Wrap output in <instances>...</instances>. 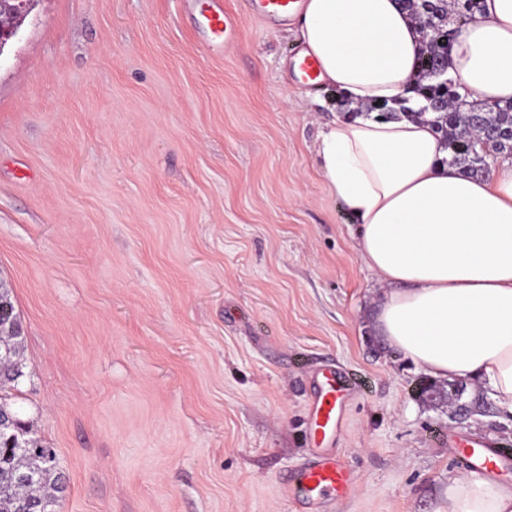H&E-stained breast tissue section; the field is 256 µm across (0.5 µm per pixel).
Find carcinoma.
Masks as SVG:
<instances>
[{
	"label": "carcinoma",
	"mask_w": 512,
	"mask_h": 512,
	"mask_svg": "<svg viewBox=\"0 0 512 512\" xmlns=\"http://www.w3.org/2000/svg\"><path fill=\"white\" fill-rule=\"evenodd\" d=\"M414 23L434 16L437 27L420 35L413 93L422 102L439 101L442 111L433 120L448 148V161L473 176L485 173L486 158L497 154L512 155V101L483 109L480 103L465 106L456 93L441 84L436 70L448 66V55L457 27L452 18L471 21L480 11L481 0H399ZM386 104L368 105L366 112H378L386 118L399 113L415 119L427 115L423 109ZM22 327L17 316H0V391L18 386L23 372ZM12 414L13 421L0 426V512H42V506L59 505L63 488L54 449L43 444L30 422L22 419L0 396V408Z\"/></svg>",
	"instance_id": "obj_1"
}]
</instances>
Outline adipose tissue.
I'll return each instance as SVG.
<instances>
[{
  "mask_svg": "<svg viewBox=\"0 0 512 512\" xmlns=\"http://www.w3.org/2000/svg\"><path fill=\"white\" fill-rule=\"evenodd\" d=\"M297 25L321 81L352 103L408 95L419 36L400 0H304ZM450 58L462 98L512 99V0H483ZM447 155L431 122L405 118L336 117L320 149L379 283L381 336L434 377L479 382L512 416V159L476 178ZM437 512H512V487L453 477Z\"/></svg>",
  "mask_w": 512,
  "mask_h": 512,
  "instance_id": "ef3b65f1",
  "label": "adipose tissue"
}]
</instances>
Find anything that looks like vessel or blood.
<instances>
[{
    "label": "vessel or blood",
    "mask_w": 512,
    "mask_h": 512,
    "mask_svg": "<svg viewBox=\"0 0 512 512\" xmlns=\"http://www.w3.org/2000/svg\"><path fill=\"white\" fill-rule=\"evenodd\" d=\"M300 5L301 0H249L253 16L276 26L286 25ZM208 25L217 48L239 32L237 17L225 11L222 0H212ZM354 387L352 376L335 365L322 366L315 373L310 403L311 457L297 473L311 512H321L330 501L346 496L353 485V476L344 462L326 452L325 447L342 427L344 400ZM458 453L467 468L478 473L497 470L507 460L506 455L490 450L480 440L459 448Z\"/></svg>",
    "instance_id": "vessel-or-blood-1"
}]
</instances>
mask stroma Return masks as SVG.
Listing matches in <instances>:
<instances>
[{"instance_id":"stroma-1","label":"stroma","mask_w":512,"mask_h":512,"mask_svg":"<svg viewBox=\"0 0 512 512\" xmlns=\"http://www.w3.org/2000/svg\"><path fill=\"white\" fill-rule=\"evenodd\" d=\"M37 0L0 54V282L23 327L11 407L53 448L59 512H298L310 375L353 374L326 512H436L467 468L512 456V417L387 347L355 221L319 170L340 91L296 84V26L224 0ZM481 399L480 410L458 407ZM210 31L213 35L214 49L220 48L233 40L239 32L238 18L224 11L222 0H212L210 14L207 18Z\"/></svg>"}]
</instances>
